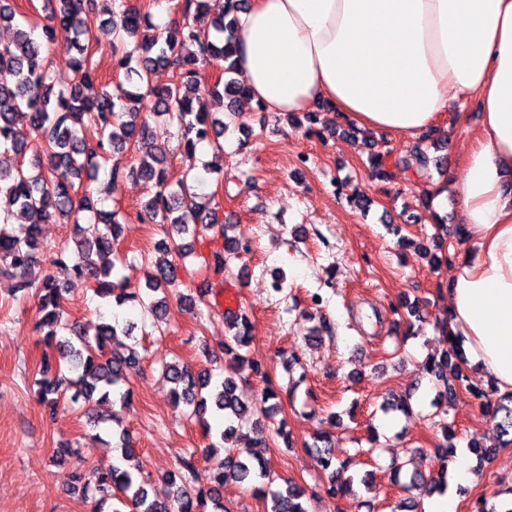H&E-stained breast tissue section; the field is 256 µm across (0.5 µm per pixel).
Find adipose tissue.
<instances>
[{"label":"adipose tissue","mask_w":512,"mask_h":512,"mask_svg":"<svg viewBox=\"0 0 512 512\" xmlns=\"http://www.w3.org/2000/svg\"><path fill=\"white\" fill-rule=\"evenodd\" d=\"M237 76L279 115L322 104L405 140L472 100L462 176L430 188L456 201L472 244L446 287V332L498 395L512 394V0H249Z\"/></svg>","instance_id":"obj_1"}]
</instances>
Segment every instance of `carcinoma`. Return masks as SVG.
Returning <instances> with one entry per match:
<instances>
[{
  "label": "carcinoma",
  "instance_id": "cac0c4a2",
  "mask_svg": "<svg viewBox=\"0 0 512 512\" xmlns=\"http://www.w3.org/2000/svg\"><path fill=\"white\" fill-rule=\"evenodd\" d=\"M116 0H43L42 8L49 23L37 27L29 21H16L12 0H0V26L15 29V37L0 48V72L9 73L13 82H0V274L15 279L18 292L35 290L39 304L36 323L43 345L37 367V396L51 412L62 404L87 406L116 403L126 406L132 390L124 385L126 376L140 369L141 357L136 344L117 341L118 335L131 336L134 324L116 318L98 325L89 338L70 327L75 339L60 335L63 323V288L49 274L36 270L45 265L71 268L73 275L95 283L94 293L107 305L121 308L137 302L148 313L163 318L168 311L167 297L157 296L188 274L180 256L191 252L189 238L210 232L212 238L228 244L233 225L219 216L215 195H200L187 183L188 175L174 181L170 175L167 151L154 137L145 112L177 124L181 144L188 154L198 146H210L215 156L224 151V131L234 115V104L245 96V85L236 77V12L243 0H225L224 12L204 22L209 12L208 0H181V18L159 29L149 12L125 6L114 10ZM111 26L114 34L111 54L113 72L125 82L115 91H101L95 97L85 89L98 78L91 52L96 22ZM70 34L64 48L66 75L50 68L43 57L44 48L54 43L56 29ZM217 64L222 70L210 86L201 84L200 70ZM158 67L172 69V79L163 87L150 82ZM225 112L197 110L194 101L201 91ZM100 129L98 141L90 143L81 135L85 122ZM132 150L137 165L124 172L110 171L112 180L133 177L155 185L154 195L141 205L139 219L161 224L166 238L159 247V257L152 263L145 289H131L118 277L113 254L121 222L120 211L100 209L92 202L87 184L97 177L108 155ZM191 215L196 223L189 224ZM20 221L19 229H10L11 220ZM62 221L77 226L73 244H63L51 255L44 254L41 226ZM91 224L94 232L81 233L79 226ZM230 248L216 249L202 260L206 272L224 277ZM224 354L231 357L238 370H249L261 378L260 412L266 422L252 423L248 446L242 440L241 421L250 408L240 397L237 382L226 377L218 382L208 372H195L177 362L162 363L163 372L172 383L174 404L191 409V414L225 444V455L215 462L207 481L197 478L196 452L180 458L179 469L167 475L172 488L169 500H159L150 493L151 478L134 460L133 441L127 430L112 428L122 455L107 472H96L82 486L84 498L95 501V512H104L102 504L119 497L129 512H228L224 506V484L229 481L250 484L254 491L269 495L268 512H309L305 490L294 481H286L279 490H264L273 483L265 460L256 449L267 446L269 431L281 436L286 446L292 441L285 420H275L281 411L280 394L262 365L248 360L244 349L252 340V324L247 315L234 313L224 317ZM463 353L449 342L440 356H430L425 364L429 374L443 385L435 405L454 401L457 387L448 382V371L466 382L465 390L483 400V407L495 426L504 434L512 429V396L492 399L493 387L486 389L469 381L463 374ZM304 450L315 458L327 476L323 492L330 497L349 491L351 480L340 481L345 462L336 460L334 445L319 434ZM439 460L436 474L427 477L413 458L394 467L400 489L407 493L392 512H418L415 491L445 493L448 490V458L456 449L443 444L434 449Z\"/></svg>",
  "mask_w": 512,
  "mask_h": 512
}]
</instances>
